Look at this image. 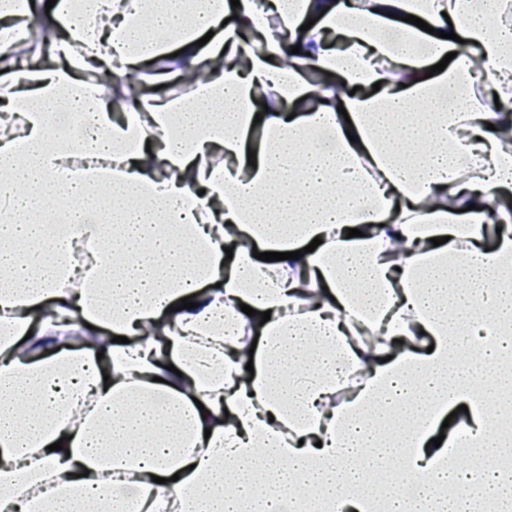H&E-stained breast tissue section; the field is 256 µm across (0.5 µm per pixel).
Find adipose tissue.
<instances>
[{
  "label": "adipose tissue",
  "instance_id": "adipose-tissue-1",
  "mask_svg": "<svg viewBox=\"0 0 512 512\" xmlns=\"http://www.w3.org/2000/svg\"><path fill=\"white\" fill-rule=\"evenodd\" d=\"M508 121L512 0L1 5L0 502L512 512Z\"/></svg>",
  "mask_w": 512,
  "mask_h": 512
}]
</instances>
